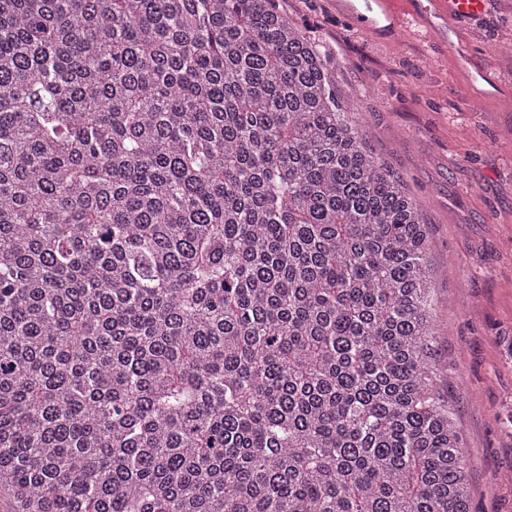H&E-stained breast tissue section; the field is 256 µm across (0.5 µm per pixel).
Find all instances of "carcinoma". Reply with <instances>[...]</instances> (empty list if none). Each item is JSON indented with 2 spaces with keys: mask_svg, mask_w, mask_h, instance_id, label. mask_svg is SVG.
<instances>
[{
  "mask_svg": "<svg viewBox=\"0 0 512 512\" xmlns=\"http://www.w3.org/2000/svg\"><path fill=\"white\" fill-rule=\"evenodd\" d=\"M431 306L275 0H0L3 512H472Z\"/></svg>",
  "mask_w": 512,
  "mask_h": 512,
  "instance_id": "1",
  "label": "carcinoma"
}]
</instances>
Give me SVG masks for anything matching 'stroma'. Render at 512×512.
<instances>
[{"mask_svg":"<svg viewBox=\"0 0 512 512\" xmlns=\"http://www.w3.org/2000/svg\"><path fill=\"white\" fill-rule=\"evenodd\" d=\"M319 44L370 149L429 229L435 381L461 430L473 512H512V0L457 22L392 0L366 30L339 0H276Z\"/></svg>","mask_w":512,"mask_h":512,"instance_id":"obj_1","label":"stroma"}]
</instances>
